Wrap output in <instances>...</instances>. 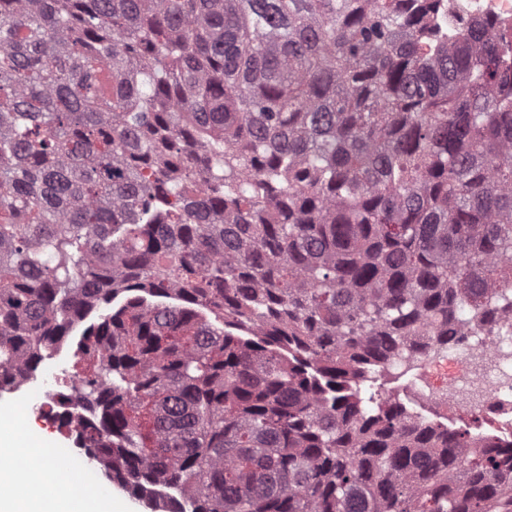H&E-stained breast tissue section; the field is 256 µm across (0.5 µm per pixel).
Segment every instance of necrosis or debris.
<instances>
[{"label": "necrosis or debris", "mask_w": 512, "mask_h": 512, "mask_svg": "<svg viewBox=\"0 0 512 512\" xmlns=\"http://www.w3.org/2000/svg\"><path fill=\"white\" fill-rule=\"evenodd\" d=\"M460 320L466 333L459 341L404 351L371 375L396 382L414 419L459 423L476 437L512 444V327L476 326L466 308Z\"/></svg>", "instance_id": "4bbe7bcc"}]
</instances>
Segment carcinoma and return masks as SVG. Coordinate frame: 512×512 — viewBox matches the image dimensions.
Masks as SVG:
<instances>
[{
	"mask_svg": "<svg viewBox=\"0 0 512 512\" xmlns=\"http://www.w3.org/2000/svg\"><path fill=\"white\" fill-rule=\"evenodd\" d=\"M448 0H0V386L164 512H512L351 382L512 323V64ZM75 348V345H66L55 355L57 356V360L53 364V383L55 385V382L58 380L60 391H66L65 385L68 383L69 377L75 372V362L77 360ZM54 385L51 387H43V400L37 407V418L50 425L56 424L55 421L59 418V413L69 412L75 417L79 412V408L76 405L79 387L78 379L75 377L71 379L68 386V393L56 390ZM61 396L69 398L70 403H67L65 406L59 405Z\"/></svg>",
	"mask_w": 512,
	"mask_h": 512,
	"instance_id": "obj_1",
	"label": "carcinoma"
}]
</instances>
